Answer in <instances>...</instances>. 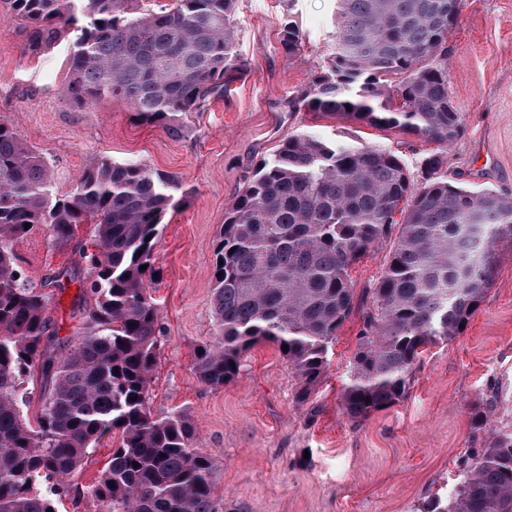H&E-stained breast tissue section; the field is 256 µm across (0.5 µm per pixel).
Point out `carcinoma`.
I'll return each mask as SVG.
<instances>
[{
  "mask_svg": "<svg viewBox=\"0 0 512 512\" xmlns=\"http://www.w3.org/2000/svg\"><path fill=\"white\" fill-rule=\"evenodd\" d=\"M39 56L72 36L77 105L113 96L141 122L197 112L234 80L236 0H173L133 15V0H3ZM463 0H337L328 66L295 105L304 111L396 129L438 145L421 162L423 185L391 150L331 147L290 134L239 191L214 248L218 333L199 348L195 372L212 387L231 382L255 345L281 352L310 402L329 367V344L356 311L349 270L392 240L383 275L367 289L344 414L363 422L409 394L430 348L458 338L484 302L503 249L512 250V194L474 191L436 177L465 115L448 94V35ZM302 38L291 21L281 45ZM173 180L138 162H104L76 193L53 195L49 167L0 121V512H48L69 494L88 450L117 433L108 466L87 491L94 512H217L213 459L194 447L182 415L148 404L159 333L149 295L153 246ZM45 225L60 244L94 225L98 252H78L70 281L87 271L93 330L51 352L49 295L17 276L4 240ZM141 254H136L137 250ZM147 269H141L142 265ZM52 380L37 426L18 396L33 364ZM421 512H512V430L490 434L465 460L453 492Z\"/></svg>",
  "mask_w": 512,
  "mask_h": 512,
  "instance_id": "cac0c4a2",
  "label": "carcinoma"
}]
</instances>
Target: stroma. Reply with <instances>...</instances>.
<instances>
[{"instance_id":"stroma-1","label":"stroma","mask_w":512,"mask_h":512,"mask_svg":"<svg viewBox=\"0 0 512 512\" xmlns=\"http://www.w3.org/2000/svg\"><path fill=\"white\" fill-rule=\"evenodd\" d=\"M336 0H237L235 52L246 67L223 97L182 114L168 131L137 120L123 100L83 107L62 92L70 80V41L35 57L26 34L0 2V121L44 156L57 197L72 194L103 162L137 161L173 177L186 197L166 214L154 247L159 273L151 288L160 332L149 384L154 416L181 414L195 445L214 460L218 512H422L447 497L460 462L484 448L469 407L494 396L488 430L512 429V252L484 302L454 341L425 354L409 396L357 423L342 411L341 394L355 351L359 316L329 345V368L308 404L294 398L297 381L276 348L261 343L238 376L214 388L194 370L200 345L212 341L214 246L239 191L259 163L289 134L330 145L375 143L418 173L433 143L296 108L294 101L326 66ZM294 21L299 51L285 53L280 29ZM448 89L467 130L448 150L439 178L474 190L512 194V0H465L448 38ZM25 278L41 282L93 248V227H77L57 244L46 229L9 241ZM389 245L372 250L350 271L355 298L365 301L385 272ZM47 317L59 344L88 332L90 306L78 283L49 287ZM118 437L103 439L71 478L73 494L57 512H93L88 487L104 471Z\"/></svg>"}]
</instances>
